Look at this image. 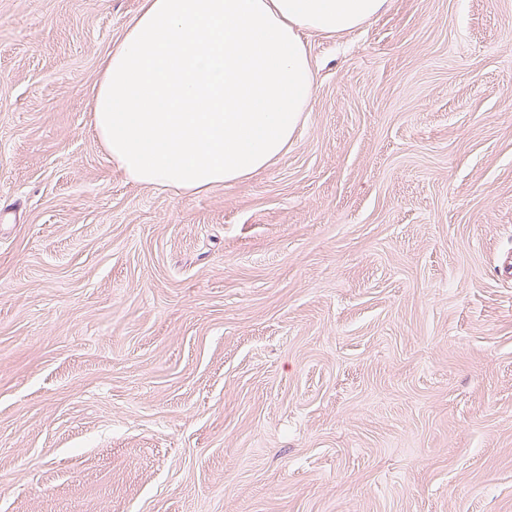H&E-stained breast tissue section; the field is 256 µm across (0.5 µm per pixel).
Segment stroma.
Segmentation results:
<instances>
[{"label": "stroma", "instance_id": "1", "mask_svg": "<svg viewBox=\"0 0 512 512\" xmlns=\"http://www.w3.org/2000/svg\"><path fill=\"white\" fill-rule=\"evenodd\" d=\"M142 0H0V512H512V0L309 32L260 174L91 126Z\"/></svg>", "mask_w": 512, "mask_h": 512}]
</instances>
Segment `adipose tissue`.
<instances>
[{
    "label": "adipose tissue",
    "instance_id": "1",
    "mask_svg": "<svg viewBox=\"0 0 512 512\" xmlns=\"http://www.w3.org/2000/svg\"><path fill=\"white\" fill-rule=\"evenodd\" d=\"M385 0H143L102 57L92 127L128 180L180 194L284 153L316 97L305 33L339 36Z\"/></svg>",
    "mask_w": 512,
    "mask_h": 512
}]
</instances>
